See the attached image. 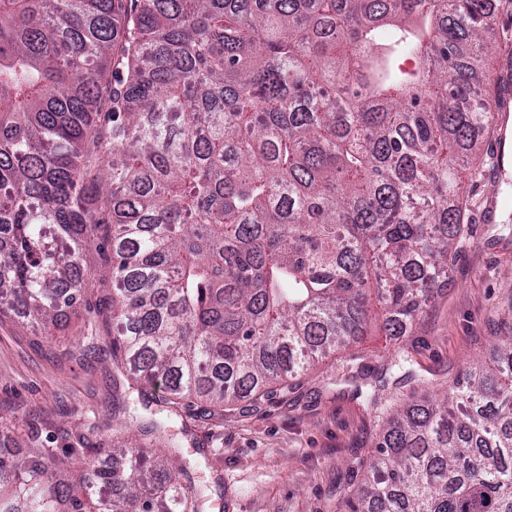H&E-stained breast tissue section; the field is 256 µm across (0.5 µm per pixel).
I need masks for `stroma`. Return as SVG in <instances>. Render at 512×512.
I'll list each match as a JSON object with an SVG mask.
<instances>
[{
  "label": "stroma",
  "instance_id": "1",
  "mask_svg": "<svg viewBox=\"0 0 512 512\" xmlns=\"http://www.w3.org/2000/svg\"><path fill=\"white\" fill-rule=\"evenodd\" d=\"M496 28L487 33L484 65L512 84V7L491 0ZM469 186L471 237L457 252L446 286L402 338L372 324L359 343L319 361L288 385L231 412L195 404L174 424L187 463L186 483L204 486L206 512H344L343 497L358 464L375 448L377 417L365 401L394 349L425 381L462 375L483 360L500 319L512 308V159L486 155ZM111 322L78 312L51 334L16 318L0 319V445L19 442L30 415L55 436L85 424L99 439L112 419L150 415L136 389H112Z\"/></svg>",
  "mask_w": 512,
  "mask_h": 512
}]
</instances>
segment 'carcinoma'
I'll list each match as a JSON object with an SVG mask.
<instances>
[{"label": "carcinoma", "instance_id": "cac0c4a2", "mask_svg": "<svg viewBox=\"0 0 512 512\" xmlns=\"http://www.w3.org/2000/svg\"><path fill=\"white\" fill-rule=\"evenodd\" d=\"M488 0H0V314L86 300L158 416L0 448V512H201L171 430L256 401L448 280L494 133ZM461 379L381 417L349 512H512V312ZM124 456L122 471L94 467ZM119 494L113 493L116 486ZM89 273L86 276L85 288L87 304L90 305L91 311L99 304V299L106 294L104 290L107 288L102 279L108 275V271L112 267L110 253L104 249L93 251L87 258Z\"/></svg>", "mask_w": 512, "mask_h": 512}]
</instances>
